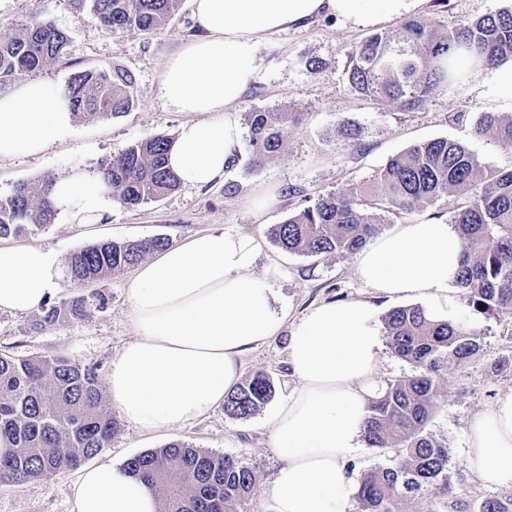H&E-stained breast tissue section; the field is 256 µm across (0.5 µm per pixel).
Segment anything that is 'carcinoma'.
<instances>
[{"label": "carcinoma", "mask_w": 512, "mask_h": 512, "mask_svg": "<svg viewBox=\"0 0 512 512\" xmlns=\"http://www.w3.org/2000/svg\"><path fill=\"white\" fill-rule=\"evenodd\" d=\"M76 2L108 30L148 35L164 28L181 0ZM67 46V35L49 23L35 22L0 37V87L43 71ZM507 61H512V6L446 32L434 19L417 16L404 20L395 33H372L348 51L345 77L350 92L409 111L468 73ZM134 83L119 66L90 68L74 72L64 92L76 118H114L133 107ZM297 121L295 112L248 113L252 165L261 167L284 152L288 128ZM474 136L512 147V117L484 112ZM169 143L165 135L151 136L100 165L113 200L133 208L179 188L167 166ZM374 181L377 192L353 188L320 196L272 225L273 240L290 253L347 257L379 232L388 215L411 213L446 197L462 242L458 288L480 314L495 317L512 310V170H487L467 145L435 138L392 156ZM50 186L49 180L40 190L21 184L0 197L1 238L53 223ZM168 246L166 237L91 244L71 255L68 275L78 283L100 280ZM105 305L102 295L92 293L41 309L45 321L55 322ZM384 329L392 354L413 373L389 383L369 406L364 438L391 456L389 464L361 477L360 512H399L404 500L437 489L452 493L448 442L429 432L427 424L443 396L448 363H462L481 351V329L470 319L434 321L419 305L391 310ZM274 394L270 376L257 372L225 396L224 412L248 418ZM115 428L94 368L60 357L0 355V439L13 445L0 457L1 482L19 484L77 469L109 446ZM125 467L155 491L162 512H239L258 481L254 468L233 456L181 443L138 454ZM448 512H512V498H488L477 507L455 499Z\"/></svg>", "instance_id": "1"}]
</instances>
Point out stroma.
Here are the masks:
<instances>
[{
    "label": "stroma",
    "mask_w": 512,
    "mask_h": 512,
    "mask_svg": "<svg viewBox=\"0 0 512 512\" xmlns=\"http://www.w3.org/2000/svg\"><path fill=\"white\" fill-rule=\"evenodd\" d=\"M509 5L512 0H449L441 8L434 0H423L419 12L448 29ZM35 22L52 24L69 37L65 55L39 72V80L61 87L76 70L119 65L135 77V105L117 118L75 121L70 136L44 154L1 156L0 197L8 196L19 184H38L47 175L59 178L77 167L95 169L136 141L153 135L175 136L180 124L190 120V113L174 111L166 103L161 72L166 60L193 34L191 0H182L173 19L150 35L103 29L74 0H0V35L10 36ZM366 34V29L323 15L307 26L265 37L258 47L259 79L238 103L237 118L245 120L247 113L257 110H284L299 113L300 120L290 129L287 151L264 166L251 165V148L245 143L223 179L209 187L183 185L160 201L135 208L115 204L92 224H74L61 214L34 233L14 237V244L51 248L66 260L73 252L102 241L166 237L176 244L215 228L249 227L258 231L262 242L253 272L262 274L272 260L283 266L286 275L278 288L293 316L333 300H364L375 307L378 318H385L396 308V301L376 294L357 278L354 257L289 253L275 244L268 229L327 192L373 185L391 155L433 138L467 145L488 168L512 169V147L472 135L480 113L512 116V64L475 72L418 109L404 112L353 94L346 87V54ZM311 59L319 61V68H307ZM344 119L360 127L362 148L340 137L338 125ZM263 187L273 188L277 197L268 208L251 202L253 192ZM133 275L127 269L89 285L61 276L53 303L97 292L105 297V308H91L82 318L53 323L44 322L38 309L0 312V353L61 356L94 367L100 389H107L113 358L135 336L127 288ZM459 313L482 328L483 350L466 362L449 364L448 395L440 399L428 428L448 441L454 494L475 504L487 498H511V487L483 484L464 460L471 419L500 394L512 390V339L505 334L512 326V313L487 319L473 313L464 299L459 302ZM286 340V335L276 336L242 358L244 376L266 372L279 398L293 384L286 364ZM268 412L264 406L252 417L236 420L219 407L195 421L157 432L122 420L109 447L92 463L121 465L144 451L177 442L229 454L255 468L258 475L256 493L240 512H265V492L279 465L265 424ZM76 477V472L68 471L21 484L0 483V512H72L71 488Z\"/></svg>",
    "instance_id": "1"
}]
</instances>
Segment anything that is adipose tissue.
Here are the masks:
<instances>
[{"label": "adipose tissue", "mask_w": 512, "mask_h": 512, "mask_svg": "<svg viewBox=\"0 0 512 512\" xmlns=\"http://www.w3.org/2000/svg\"><path fill=\"white\" fill-rule=\"evenodd\" d=\"M422 0H192L195 33L165 63L161 90L177 112L192 113L168 162L182 184L223 177L239 150L236 106L257 80V49L276 30L322 15L366 28L403 17ZM74 116L60 87L30 81L0 94V156L27 157L65 139ZM52 199L71 223L91 224L112 205L96 172L56 180ZM255 230L213 229L169 246L139 265L128 289L136 331L113 359V405L129 423L161 430L220 406L242 375L241 358L288 332L292 388L268 425L281 465L268 512H352V462L362 448L369 405L381 386L376 311L366 301H332L291 318L275 285L284 270L252 269ZM462 243L452 224L432 218L400 224L355 258V273L390 298H419L438 320L457 321L455 279ZM51 248L0 245V311L26 313L59 286ZM466 464L485 485L512 487V392L469 424ZM73 512H159L157 497L124 467L83 469L72 485Z\"/></svg>", "instance_id": "1"}]
</instances>
